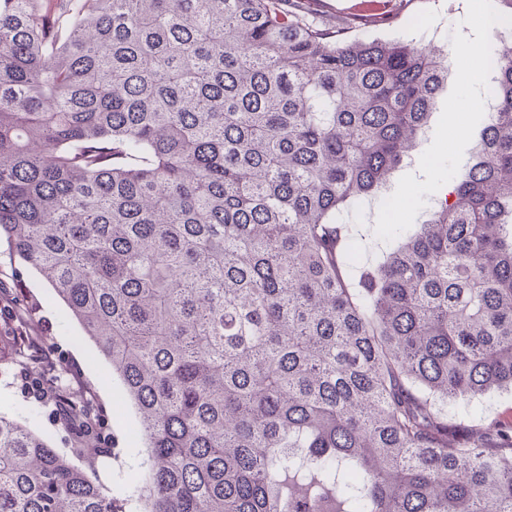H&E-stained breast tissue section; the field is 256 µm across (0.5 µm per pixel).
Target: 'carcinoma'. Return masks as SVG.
Wrapping results in <instances>:
<instances>
[{"instance_id":"obj_1","label":"carcinoma","mask_w":512,"mask_h":512,"mask_svg":"<svg viewBox=\"0 0 512 512\" xmlns=\"http://www.w3.org/2000/svg\"><path fill=\"white\" fill-rule=\"evenodd\" d=\"M288 0H0V237L137 413L143 512H512V38L496 106L431 218L361 267L345 213L425 136L448 78ZM25 361L90 451L100 419ZM0 512H124L0 414ZM512 418V392L495 393L484 400L474 413L461 404L448 402V419L464 422L467 425H488L496 420Z\"/></svg>"}]
</instances>
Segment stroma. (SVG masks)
<instances>
[{
	"label": "stroma",
	"mask_w": 512,
	"mask_h": 512,
	"mask_svg": "<svg viewBox=\"0 0 512 512\" xmlns=\"http://www.w3.org/2000/svg\"><path fill=\"white\" fill-rule=\"evenodd\" d=\"M460 10L440 8L436 0H389L391 19L385 25L356 28L354 38L363 40L437 39L452 71L431 114L429 128L420 145L405 159L385 192L386 202L354 216L355 233L363 237L367 262L378 261L393 242L382 225L402 227L411 233L415 225L428 219L439 186L451 185L463 164L471 158L488 112L481 99L487 91L489 72L485 62L495 34L483 21L500 18L512 26L499 0H462ZM0 286L18 296L21 305L13 315L28 335L40 344L57 367L60 379L72 390L90 395L104 416L102 432L123 451L119 459L96 455L94 462L74 458L73 463L106 492L139 475L142 470V442L136 434L134 410L123 386L95 344L84 336L66 306L48 283L12 250L7 239H0ZM78 377H71L70 368ZM0 413L18 420L41 435L60 453L71 446L67 430L58 423L55 405L34 397L18 366L0 369ZM449 419L468 425H487L512 418V392L495 393L477 410L449 403Z\"/></svg>",
	"instance_id": "stroma-1"
}]
</instances>
